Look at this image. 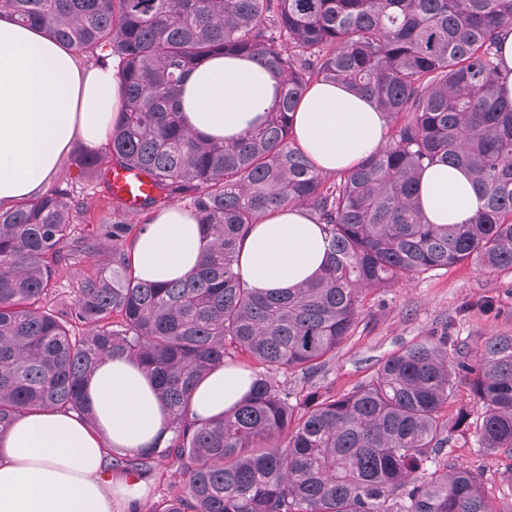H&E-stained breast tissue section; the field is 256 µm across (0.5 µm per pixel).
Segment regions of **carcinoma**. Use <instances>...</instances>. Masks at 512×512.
<instances>
[{
  "label": "carcinoma",
  "instance_id": "obj_1",
  "mask_svg": "<svg viewBox=\"0 0 512 512\" xmlns=\"http://www.w3.org/2000/svg\"><path fill=\"white\" fill-rule=\"evenodd\" d=\"M0 16L116 62L107 153L79 151V176L139 169L153 191L138 210L184 202L204 241L187 276L147 282L126 219L83 234L85 203L64 189L0 208V442L32 408L91 415L85 380L126 357L155 381L172 438L108 468L142 479L183 462L182 491L149 512H496L477 473L435 459L469 432L483 451L512 448V335L473 353L432 336L338 397L302 396L278 376L335 355L371 288L470 259L512 270V102L498 90L512 0H0ZM220 54L254 58L278 82L263 123L230 142L198 136L178 111L183 81ZM315 81L371 99L388 129L378 152L333 177L294 137ZM436 163L479 186L469 223L423 214L416 185ZM288 205L322 227L328 262L302 288L259 296L238 245ZM101 253L73 299L51 295L60 273ZM238 354L249 392L220 418L191 419L195 386ZM459 381L482 406L474 419L443 413Z\"/></svg>",
  "mask_w": 512,
  "mask_h": 512
}]
</instances>
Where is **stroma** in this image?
<instances>
[{
  "instance_id": "35a3bbf8",
  "label": "stroma",
  "mask_w": 512,
  "mask_h": 512,
  "mask_svg": "<svg viewBox=\"0 0 512 512\" xmlns=\"http://www.w3.org/2000/svg\"><path fill=\"white\" fill-rule=\"evenodd\" d=\"M53 185L85 202L78 219L82 229L114 217L104 184L79 179L70 158H63ZM444 331L458 346L473 350L488 337L512 334V271H491L468 261L407 284L371 289L363 298L354 331L335 356L312 375L289 374L285 380L304 395H339L368 377L389 355ZM437 462L476 471L496 512H512V450L484 453L473 443H458L445 448Z\"/></svg>"
}]
</instances>
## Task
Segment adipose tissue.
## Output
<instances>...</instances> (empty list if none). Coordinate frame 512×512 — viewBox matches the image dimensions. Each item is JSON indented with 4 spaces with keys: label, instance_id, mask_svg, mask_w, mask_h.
<instances>
[{
    "label": "adipose tissue",
    "instance_id": "1",
    "mask_svg": "<svg viewBox=\"0 0 512 512\" xmlns=\"http://www.w3.org/2000/svg\"><path fill=\"white\" fill-rule=\"evenodd\" d=\"M276 94V80L256 60L215 56L183 82L182 120L210 139H233L264 120ZM120 105L111 65H79L71 48L42 29L1 17L0 205L44 192L74 142L100 150ZM385 129L374 103L342 84L314 82L294 115L297 144L328 174L378 151ZM417 194L433 224L465 223L481 206L472 176L444 164L422 173ZM203 247L195 217L169 206L151 214L135 238L134 274L152 282L183 278ZM326 255L321 227L290 205L250 227L239 266L256 292L285 291L315 279ZM251 384L247 370L215 368L192 396V419L223 415ZM84 391L92 419L33 409L0 445V512H113L118 501L141 498L139 483L107 479V456L134 455L169 437V413L155 383L136 363L114 358L91 373Z\"/></svg>",
    "mask_w": 512,
    "mask_h": 512
}]
</instances>
